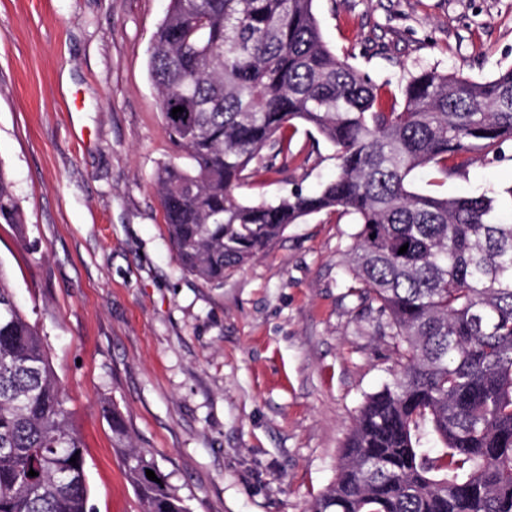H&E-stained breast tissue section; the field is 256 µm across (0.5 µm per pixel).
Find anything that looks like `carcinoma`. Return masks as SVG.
<instances>
[{"mask_svg":"<svg viewBox=\"0 0 512 512\" xmlns=\"http://www.w3.org/2000/svg\"><path fill=\"white\" fill-rule=\"evenodd\" d=\"M313 2L170 0L149 68L165 133L189 160L155 176L171 246L185 270L221 284L288 225L338 207L354 215L341 285L395 341L399 371L365 398L311 512H512V212L486 195L415 189L424 167L446 176L448 159L460 171L471 153L512 141V67L482 81L423 70L386 112L372 80L325 43ZM298 123L334 148V178L314 193L240 201L252 165L297 164L288 129ZM0 224L24 234L1 162ZM65 403L0 267V512H90ZM110 414L145 512H189Z\"/></svg>","mask_w":512,"mask_h":512,"instance_id":"1","label":"carcinoma"}]
</instances>
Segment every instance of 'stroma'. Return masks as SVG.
<instances>
[{
  "mask_svg": "<svg viewBox=\"0 0 512 512\" xmlns=\"http://www.w3.org/2000/svg\"><path fill=\"white\" fill-rule=\"evenodd\" d=\"M169 0H0V164L27 244L0 224V266L47 346L83 444L92 512H143L112 443L121 412L189 512H309L334 482L366 395L397 357L336 282L352 215L291 224L223 284L185 271L154 187L183 163L148 59ZM322 36L380 87L383 109L423 70L489 79L512 66V0H314ZM301 168L238 196L316 191L334 149L298 130ZM443 196L512 185V142L416 181Z\"/></svg>",
  "mask_w": 512,
  "mask_h": 512,
  "instance_id": "obj_1",
  "label": "stroma"
}]
</instances>
